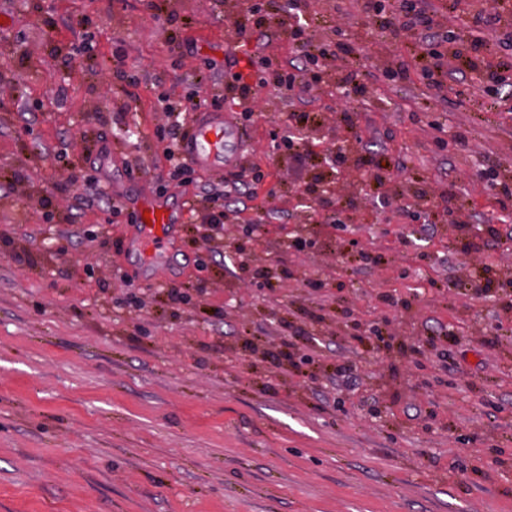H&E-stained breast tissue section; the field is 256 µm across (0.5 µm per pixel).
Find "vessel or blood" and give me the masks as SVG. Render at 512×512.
<instances>
[{
  "mask_svg": "<svg viewBox=\"0 0 512 512\" xmlns=\"http://www.w3.org/2000/svg\"><path fill=\"white\" fill-rule=\"evenodd\" d=\"M244 148L243 131L229 116L220 112L193 113L182 151L195 168L220 173L239 165ZM187 198H142L139 210L150 219L139 222L138 246L144 261L161 257L169 249V238L180 222L182 213L189 211Z\"/></svg>",
  "mask_w": 512,
  "mask_h": 512,
  "instance_id": "b4317fda",
  "label": "vessel or blood"
}]
</instances>
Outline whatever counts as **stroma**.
Instances as JSON below:
<instances>
[{
	"label": "stroma",
	"instance_id": "obj_1",
	"mask_svg": "<svg viewBox=\"0 0 512 512\" xmlns=\"http://www.w3.org/2000/svg\"><path fill=\"white\" fill-rule=\"evenodd\" d=\"M253 2L167 0L158 17L146 0H0V512H512V200L479 178L512 172V112L491 105L512 86L488 93L469 70L436 97L376 36L359 60L374 77L366 98L330 85L303 106L259 89L242 163L262 181L226 200L222 228L189 213L177 262L141 263L140 196L189 198L210 180L167 183L155 93L181 97L202 73L255 81L232 27ZM364 17L360 0L304 12L317 36ZM85 34L94 54L72 60ZM401 60L409 78L388 77ZM119 67L139 79L129 92L112 86ZM299 107L315 122L298 170L279 143ZM340 109L359 138L337 127ZM334 143L370 149L390 178L325 165ZM61 149L82 175L119 182L124 208L99 195L70 209L83 190H59ZM318 174L338 225L297 202ZM448 181L462 230L415 202ZM477 237L484 257L464 255ZM298 238L307 254L287 253ZM240 239L271 287L227 256ZM362 250L377 264L343 271ZM482 273L489 294L443 286ZM381 323L386 348L370 335Z\"/></svg>",
	"mask_w": 512,
	"mask_h": 512
}]
</instances>
